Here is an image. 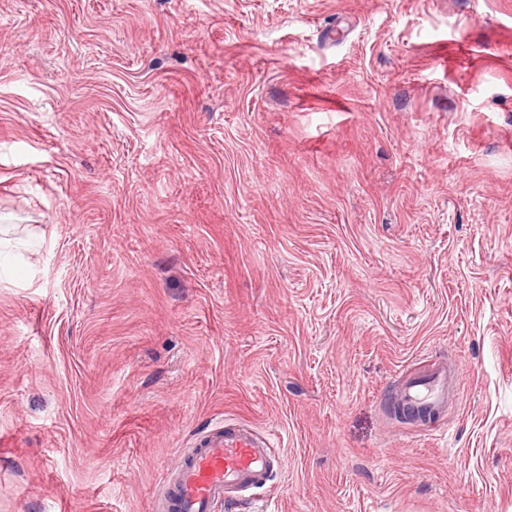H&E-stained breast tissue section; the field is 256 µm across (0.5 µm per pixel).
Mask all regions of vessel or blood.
Returning <instances> with one entry per match:
<instances>
[{
	"instance_id": "1",
	"label": "vessel or blood",
	"mask_w": 512,
	"mask_h": 512,
	"mask_svg": "<svg viewBox=\"0 0 512 512\" xmlns=\"http://www.w3.org/2000/svg\"><path fill=\"white\" fill-rule=\"evenodd\" d=\"M460 380L451 367L431 364L407 379L397 393L406 404L440 409ZM273 436L246 425L212 428L180 463L166 468L160 489L162 512H216L222 505L250 502L263 488L281 458L273 451Z\"/></svg>"
}]
</instances>
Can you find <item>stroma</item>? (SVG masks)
<instances>
[{"instance_id": "35a3bbf8", "label": "stroma", "mask_w": 512, "mask_h": 512, "mask_svg": "<svg viewBox=\"0 0 512 512\" xmlns=\"http://www.w3.org/2000/svg\"><path fill=\"white\" fill-rule=\"evenodd\" d=\"M0 234V512H512V0H0ZM459 388V377L451 367L432 363L421 374L407 379L396 398L410 406L440 409L448 405V397ZM274 439L246 425L212 428L177 466L165 469L159 510L216 512L225 504H247L282 464Z\"/></svg>"}]
</instances>
